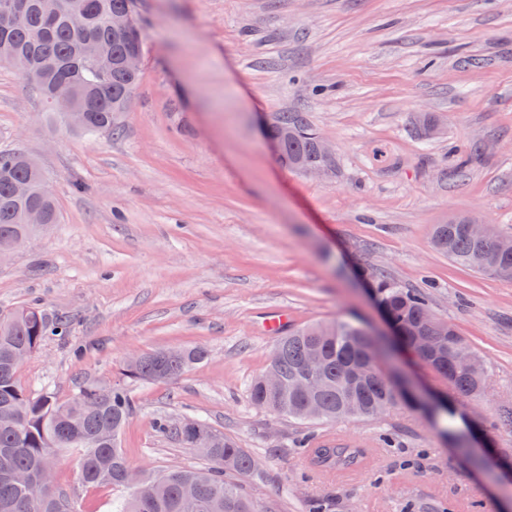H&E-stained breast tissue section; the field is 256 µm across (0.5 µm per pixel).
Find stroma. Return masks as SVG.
<instances>
[{"mask_svg": "<svg viewBox=\"0 0 512 512\" xmlns=\"http://www.w3.org/2000/svg\"><path fill=\"white\" fill-rule=\"evenodd\" d=\"M146 54L118 134L87 135L51 114L0 64V151L31 154L59 221L0 263V313L37 303L68 337L47 338L22 386L66 400L124 383L122 448L133 466L203 467L156 422L206 420L257 461L240 476L261 512H492L512 483L474 457L512 463V278L453 263L435 225L472 215L512 235V0H132ZM299 112L336 152L331 177L283 165L263 119ZM437 120L431 135L420 115ZM420 293L480 356L488 388L460 401L472 457L422 398L453 395L407 351L387 358L412 397L377 419L336 421L371 449L362 470L320 472L298 440L320 425L254 406L248 386L289 328L388 326L378 277ZM200 346L181 376L125 379L139 353ZM56 482L82 512L118 493L86 488L70 458Z\"/></svg>", "mask_w": 512, "mask_h": 512, "instance_id": "1", "label": "stroma"}]
</instances>
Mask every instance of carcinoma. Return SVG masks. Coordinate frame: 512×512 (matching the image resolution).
Here are the masks:
<instances>
[{
    "instance_id": "1",
    "label": "carcinoma",
    "mask_w": 512,
    "mask_h": 512,
    "mask_svg": "<svg viewBox=\"0 0 512 512\" xmlns=\"http://www.w3.org/2000/svg\"><path fill=\"white\" fill-rule=\"evenodd\" d=\"M20 15L0 16V61L12 63L27 56L33 80L53 109L65 107L53 97L60 80L74 91L72 103L83 104L90 122L83 133H119L114 115L122 111L125 95L137 88L140 75L120 65L128 51H145L139 27L125 36L112 33V13L130 7V0H17ZM111 56L107 70L98 67L95 53ZM307 136L283 144L280 161L294 170L319 163L315 144ZM26 180L31 193L14 194V185ZM36 206L48 222H58V211L48 177L38 161L24 153L0 151V244L29 233L24 212ZM466 217L436 225L434 246L463 266L512 277V239L482 249L465 230ZM380 303L386 307L401 335L396 340L413 352L438 381L449 383L461 398H476L486 389L480 357L448 322L433 316L425 299L385 277L375 281ZM66 332L64 323L50 326L43 311L33 305L0 314V512H81L63 492L40 482L41 474L54 471L62 454L76 455L78 475L86 487H122L130 467L119 448L121 433L134 407L127 388L115 383L107 388L87 387L67 401L52 393L33 394L21 387V364L30 359L44 339ZM386 345L346 323L308 325L283 337L274 349L267 370L281 375L278 392L263 388V376L249 387L253 405L279 416L305 423L329 424L347 418H374L395 407L399 397L381 367ZM471 358L468 371L455 369L453 353ZM320 362L308 382L317 389L311 398L298 392L300 374L313 355ZM206 358V350L193 347L161 350L125 366V377L159 381L177 377ZM444 431L462 455H469V441L455 426L457 411L448 404L436 407ZM198 429L180 435L173 423L162 419L158 431L174 436L199 450L208 462L204 468L168 467L144 472V482L127 492L112 512H260L242 485L224 479L226 473L255 471L257 461L237 442L204 421ZM316 468L343 473L365 463L367 451L347 442L313 443L306 449Z\"/></svg>"
}]
</instances>
